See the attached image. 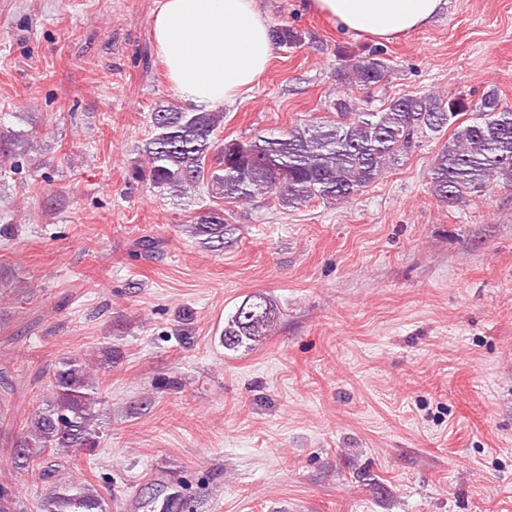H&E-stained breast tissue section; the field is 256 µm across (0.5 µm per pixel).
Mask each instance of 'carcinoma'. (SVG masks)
Here are the masks:
<instances>
[{
  "label": "carcinoma",
  "mask_w": 512,
  "mask_h": 512,
  "mask_svg": "<svg viewBox=\"0 0 512 512\" xmlns=\"http://www.w3.org/2000/svg\"><path fill=\"white\" fill-rule=\"evenodd\" d=\"M272 33L288 50L303 42L302 33L288 25ZM341 76L346 84L377 90L388 81L389 65L377 50L344 54ZM333 109L336 116L327 120L219 143L216 133L224 123L223 112H187L172 103L159 104L150 114L152 136L141 147L146 166L132 167L129 178H147L176 197L202 185L226 202H246L260 193L285 209L313 200L335 206L360 194L387 167L405 158L415 139L450 127L451 136L430 167L439 201L465 203L492 183L512 188V105L494 89L475 100L404 94L371 112L358 110L343 96ZM227 224L224 208H208L195 217L191 233L205 245H222ZM278 316L279 309L267 296H249L224 319V348L236 351L258 344L270 335ZM104 414L105 398L87 361L62 358L48 380V397L16 441L13 467L50 475L55 472L49 466L54 455L71 448L96 455ZM111 497L108 490L68 480L37 502V512H111ZM0 512H26L15 489L0 485Z\"/></svg>",
  "instance_id": "1"
}]
</instances>
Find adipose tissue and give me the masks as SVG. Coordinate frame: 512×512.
Listing matches in <instances>:
<instances>
[{
    "instance_id": "ef3b65f1",
    "label": "adipose tissue",
    "mask_w": 512,
    "mask_h": 512,
    "mask_svg": "<svg viewBox=\"0 0 512 512\" xmlns=\"http://www.w3.org/2000/svg\"><path fill=\"white\" fill-rule=\"evenodd\" d=\"M447 0H309L342 30L382 42L431 24ZM153 34L170 88L192 111L234 103L277 46L257 0H161Z\"/></svg>"
}]
</instances>
